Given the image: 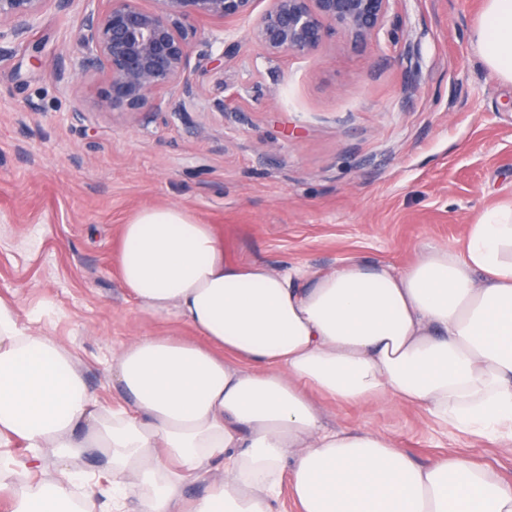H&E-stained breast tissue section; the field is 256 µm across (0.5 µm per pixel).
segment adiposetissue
I'll use <instances>...</instances> for the list:
<instances>
[{"instance_id":"1","label":"adipose tissue","mask_w":512,"mask_h":512,"mask_svg":"<svg viewBox=\"0 0 512 512\" xmlns=\"http://www.w3.org/2000/svg\"><path fill=\"white\" fill-rule=\"evenodd\" d=\"M471 43L512 84V0H484ZM126 293L183 336L112 352L124 405L102 404L71 352L0 300V491L9 512H97L93 453L114 512H512V483L464 456L417 462L387 436L327 427L319 398L379 397L480 439L512 442V201L457 246L421 243L402 270L329 273L224 257L213 225L179 207L122 225ZM23 443L30 453L10 452ZM53 480L38 478L44 455ZM211 476L204 496L186 487ZM76 470L93 477L99 482L102 489L109 486L112 480L111 475H108L102 470L99 458L93 454H87L76 463Z\"/></svg>"}]
</instances>
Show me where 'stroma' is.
<instances>
[{
    "label": "stroma",
    "mask_w": 512,
    "mask_h": 512,
    "mask_svg": "<svg viewBox=\"0 0 512 512\" xmlns=\"http://www.w3.org/2000/svg\"><path fill=\"white\" fill-rule=\"evenodd\" d=\"M482 9L400 0L388 23L406 41L354 47L336 33L315 58L268 57L251 20L228 21L234 56L193 82L212 110L174 111L176 88L171 111L134 117L93 109L97 82L73 66L80 6L48 10L0 57V299L63 342L115 405L113 348L190 333L140 313L121 285L120 228L142 209L183 207L215 225L229 259L275 272L401 269L421 242L460 244L484 209L512 199V85L469 42ZM325 409L327 426L380 432L418 462L463 454L512 482L507 443L374 399Z\"/></svg>",
    "instance_id": "35a3bbf8"
}]
</instances>
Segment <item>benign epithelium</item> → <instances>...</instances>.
Segmentation results:
<instances>
[{
    "label": "benign epithelium",
    "instance_id": "obj_1",
    "mask_svg": "<svg viewBox=\"0 0 512 512\" xmlns=\"http://www.w3.org/2000/svg\"><path fill=\"white\" fill-rule=\"evenodd\" d=\"M75 0H0V56L28 38L48 8L65 11ZM75 66L98 78L97 111L126 115L163 112L167 94L179 87L177 111L197 112L202 99L192 75L217 69L232 54L213 34L192 62L191 19H243L253 16L257 0H82ZM255 17L252 39L273 58L311 57L330 32H341L354 47L379 38L399 0H270ZM387 31V30H385ZM397 43L401 29L387 31Z\"/></svg>",
    "mask_w": 512,
    "mask_h": 512
}]
</instances>
